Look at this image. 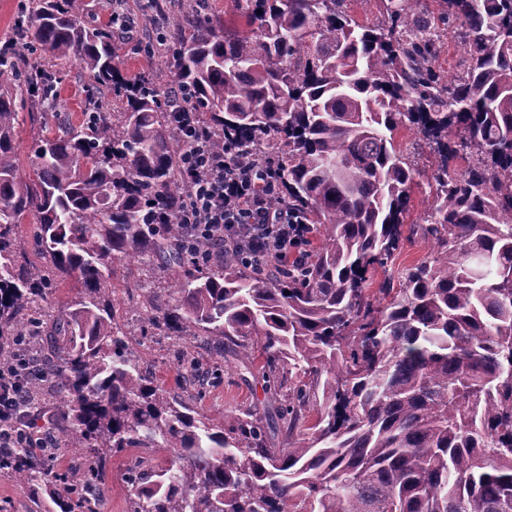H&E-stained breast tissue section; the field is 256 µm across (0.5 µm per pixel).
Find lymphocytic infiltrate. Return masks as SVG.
<instances>
[{
  "mask_svg": "<svg viewBox=\"0 0 512 512\" xmlns=\"http://www.w3.org/2000/svg\"><path fill=\"white\" fill-rule=\"evenodd\" d=\"M173 131L188 198L179 217L185 246L203 249L210 261L228 249L259 266L304 257L313 227L287 205H273L280 187L266 166L247 151H214L198 134L189 107L177 109Z\"/></svg>",
  "mask_w": 512,
  "mask_h": 512,
  "instance_id": "lymphocytic-infiltrate-1",
  "label": "lymphocytic infiltrate"
}]
</instances>
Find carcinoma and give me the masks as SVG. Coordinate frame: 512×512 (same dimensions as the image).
<instances>
[{
	"instance_id": "obj_1",
	"label": "carcinoma",
	"mask_w": 512,
	"mask_h": 512,
	"mask_svg": "<svg viewBox=\"0 0 512 512\" xmlns=\"http://www.w3.org/2000/svg\"><path fill=\"white\" fill-rule=\"evenodd\" d=\"M234 2L248 33L191 8L167 64L211 146L250 150L280 184L272 203L314 225L303 265L202 264L182 245L167 92L123 76L112 22L86 23L89 0L21 6L16 35L51 66L0 54V337L26 335L57 284L81 291L43 368L5 357L26 392L19 415L49 385L64 447L172 449L129 468L128 512H512V0H379L371 23L347 0ZM450 31L464 59L444 71ZM72 62L92 75L77 124L48 111ZM104 89L120 110L101 111ZM26 97L44 128L28 177L15 150ZM402 129L433 157L422 224L405 223L420 171ZM24 222L49 269L18 261ZM419 241L427 257L393 270ZM133 260L174 278L149 292L141 335L182 342L191 371L234 358L265 408L217 422L154 384L105 299L114 263ZM0 462L37 509L43 488L60 512H97V463L55 472L22 445Z\"/></svg>"
}]
</instances>
